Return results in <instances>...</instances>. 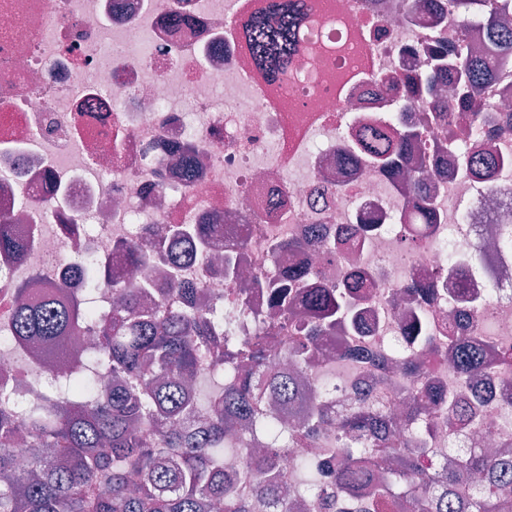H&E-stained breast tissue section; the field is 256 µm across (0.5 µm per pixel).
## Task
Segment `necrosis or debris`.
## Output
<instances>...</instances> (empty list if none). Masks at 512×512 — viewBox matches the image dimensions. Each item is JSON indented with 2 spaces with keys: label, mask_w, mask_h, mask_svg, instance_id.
I'll list each match as a JSON object with an SVG mask.
<instances>
[{
  "label": "necrosis or debris",
  "mask_w": 512,
  "mask_h": 512,
  "mask_svg": "<svg viewBox=\"0 0 512 512\" xmlns=\"http://www.w3.org/2000/svg\"><path fill=\"white\" fill-rule=\"evenodd\" d=\"M266 0H0V214L26 247L17 261L0 254V392L42 395L52 381L37 370L28 344L9 333L15 287L29 297L49 291L85 296L86 262L113 256L133 237H154L158 225L214 224L206 240L173 242L169 257L126 268L131 284L165 287L162 271L212 299L239 300L258 316L265 294L244 290L255 273L277 278L312 267L322 276L360 281V330L347 351L322 359L311 383L334 379L333 415L358 390L385 381L389 404L402 411L406 381L391 364L404 345L411 308L425 313L431 333L456 323L491 361L512 353V253L495 278L472 269L469 303L445 288L424 300L412 283L448 272V246L495 254L512 224L489 221L490 207L512 211V167L468 170L436 157L448 138L430 127L427 180L440 223L392 224L405 211L402 185L349 154L350 128L375 129L386 144L394 94L380 77L401 78L419 65L431 27L412 21L414 0H314L306 35L315 53L294 57V81L269 80L252 63L241 21ZM195 147L204 164L188 176L184 157ZM63 196L55 211L46 199ZM378 216L382 226L356 240L353 226ZM96 225L97 233L86 230ZM246 225L240 277L226 279L218 257L236 226ZM353 244L357 263L326 262L324 237ZM274 241L299 249L272 257ZM429 379L418 396L453 389L448 349L424 353ZM512 368L471 381L480 424L433 426L425 465L460 463L476 449L512 452Z\"/></svg>",
  "instance_id": "4bbe7bcc"
}]
</instances>
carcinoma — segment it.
I'll return each instance as SVG.
<instances>
[{
  "instance_id": "carcinoma-1",
  "label": "carcinoma",
  "mask_w": 512,
  "mask_h": 512,
  "mask_svg": "<svg viewBox=\"0 0 512 512\" xmlns=\"http://www.w3.org/2000/svg\"><path fill=\"white\" fill-rule=\"evenodd\" d=\"M465 27L489 30L481 48L462 40L441 44L438 30L431 46L420 51L423 64L406 76L433 124L448 125V156L467 170L485 160L481 147L487 129L512 125V112H487L474 89L497 73L512 72V0H445ZM307 19L304 0H270L268 10L246 27L255 63L275 77H285L300 47ZM423 126L400 124L388 146L368 150V159L397 177L408 149L423 142ZM421 176L404 187L406 203L419 224H436L439 211L422 190ZM208 225L177 226L149 243L163 256L168 239L203 237ZM144 244L132 239L121 246L120 261H138ZM0 252L19 260L23 246L0 237ZM92 288H110L121 302L98 312L74 296L52 294L33 303L18 288L11 335L44 350L46 363L71 364L60 396H46L24 413L12 398L0 394V512H251L252 499L276 512H311L313 505L298 492L277 484L275 471L283 456L317 439L330 422V411L314 387L301 379L314 368L324 340L358 327V295L339 281L318 279L292 269L273 286L259 278L253 286L270 289L280 320L258 326L255 335L239 336L237 324L246 309L216 301L205 309H178L164 301L148 304L149 285L131 287L120 274L104 278L89 265ZM299 288L309 316L295 322L288 313V289ZM85 329L97 336L92 357L112 376V386L91 397L84 365L73 360L69 339ZM407 336L415 346H428L424 317L412 316ZM214 374L223 377L221 391L202 403L187 392L201 359L216 351ZM454 354L457 388L433 405L412 395L407 419L422 425L453 422L472 415L462 407L471 378L489 373L468 337L448 332ZM402 373L417 383L425 374L413 354L398 353ZM387 401L376 398L336 420L345 439L336 458V479L321 504L323 512H512V457L478 450L460 465L428 469L421 464L427 448L422 432H395ZM262 429L267 448L250 453L238 469L224 468L219 449L235 444L238 427ZM27 437L28 470L19 468L14 452L18 433ZM492 473L488 483L473 487L472 476Z\"/></svg>"
}]
</instances>
